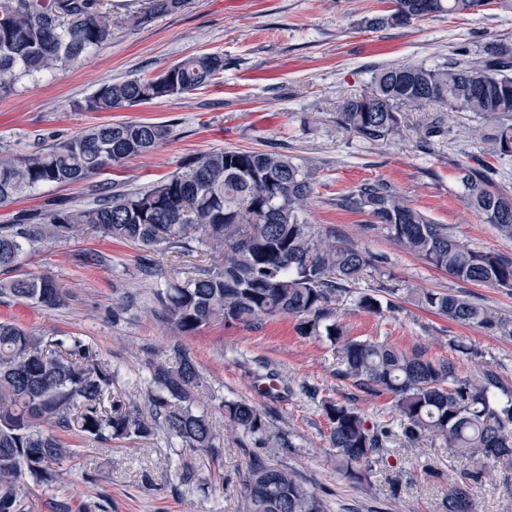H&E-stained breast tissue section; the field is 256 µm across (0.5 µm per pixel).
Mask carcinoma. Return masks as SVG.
Listing matches in <instances>:
<instances>
[{"label":"carcinoma","mask_w":512,"mask_h":512,"mask_svg":"<svg viewBox=\"0 0 512 512\" xmlns=\"http://www.w3.org/2000/svg\"><path fill=\"white\" fill-rule=\"evenodd\" d=\"M109 0H0V81L38 77L81 62L112 35ZM187 0H147L129 16L135 24L175 13ZM391 7L364 19L372 30L398 28L443 14H472L512 0H390ZM224 73V57L188 56L151 79L110 81L76 103L86 112H107L210 86ZM438 106L418 129L419 146L431 149L448 138L449 117L470 114L474 143L488 142L494 156L512 157V43L488 41L476 53L462 47L448 62L383 65L370 90L344 99L339 124L369 143L399 135L406 109ZM170 134L165 125L122 121L90 127L26 155L0 153V204L43 185L66 186L102 175L143 156ZM498 170L470 156L458 165L467 207L501 236L512 240V197L494 187ZM317 169L279 151L216 149L188 156L179 170L149 189L114 191L98 185L83 207L56 209L47 223L22 214L0 225V295L43 309L65 304L67 290L47 276L20 272L21 257L46 237L96 230L143 250L181 255L188 238L211 249V268L182 283L170 282L156 297L175 331L191 336L213 323L254 325L279 315L298 319L299 335L326 337L337 346L342 375L366 392L388 393L410 442L439 440L452 458L482 459L486 467L512 470V390L486 373L461 377L453 363L433 360L383 342L351 339L330 321V306L374 257L336 238L332 227L308 223L306 206L316 198ZM334 205L370 218L405 251L452 278L490 288H512V258L461 245L448 225L436 224L406 203L384 179L366 180L336 194ZM397 289L380 285L359 295L356 306L382 314L395 308ZM420 302L449 321L512 333V320L451 292H426ZM177 366L150 370L144 404L112 396V370L78 336L46 338L11 321H0V512H32L24 485H60L62 466L78 449L54 433L58 428L100 443L149 439L159 432L182 448L218 457L224 449L192 395L200 374L195 360L174 347ZM329 432L327 445L339 475L367 479L386 454L390 430L369 425L349 404L319 401ZM225 426L276 454L291 443L266 415L246 401H224ZM448 490V512H471L470 481ZM242 512H326L323 501L279 461H250L241 479Z\"/></svg>","instance_id":"1"}]
</instances>
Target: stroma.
<instances>
[{
    "instance_id": "35a3bbf8",
    "label": "stroma",
    "mask_w": 512,
    "mask_h": 512,
    "mask_svg": "<svg viewBox=\"0 0 512 512\" xmlns=\"http://www.w3.org/2000/svg\"><path fill=\"white\" fill-rule=\"evenodd\" d=\"M125 0H112L111 36L82 63L21 81L0 94V151L29 153L102 122L146 120L170 125V138L151 153L103 174L113 188H141L176 172L189 155L222 148L277 149L318 169L319 197L306 214L312 224L334 226L337 236L387 259L350 283L349 294L332 306L333 319L357 340L388 342L457 366L459 375L490 372L512 389V336L465 327L417 306L413 290L467 294L512 318V290L459 282L400 248L361 213L336 210V192L365 180L392 182L406 202L434 222L448 225L467 247L512 257V241L484 223L461 198L457 165L478 152L467 135L465 115L455 116L448 141L420 149L417 127L431 108L404 112L402 131L386 144H370L336 122L343 100L368 91L373 72L384 64L447 62L458 47L479 50L486 41L512 43V14L490 6L463 17L440 15L405 28L369 30L363 25L386 0H188L172 14L133 26ZM197 53L223 55L226 67L210 87L110 112H81L78 101L109 80L152 78ZM92 181L48 185L0 205V225L18 213L51 211L55 204H84ZM97 250L108 265H83L80 256ZM138 246L94 233L50 239L26 250L22 272L53 277L70 294L66 306L44 310L0 299V319L39 336H78L112 369L114 393L141 400L150 367L175 366L173 345L197 362L195 389L216 430L223 431L224 400H246L267 415L294 448L284 462L327 505L328 512H447L448 489L460 482L467 462L450 458L440 443H412L401 434L394 401L369 394L340 374L336 348L327 338H305L296 318L281 315L252 326L212 324L193 336H176L156 299V289L206 270L202 249L176 257L151 253L153 274L142 271ZM387 283L398 289L395 310L374 315L358 309V293ZM323 396L356 407L372 424L392 434L388 452L366 481L352 484L336 471L326 446L328 425L317 403L302 396V382ZM80 448L63 467L59 490H43L37 512H52L54 496L67 498L71 512L105 494L108 512H242L239 480L258 449L251 440L225 434L224 454L212 461L180 447L165 433L137 444H109L68 436ZM209 478V492L180 479L183 467ZM475 512H512V471H496L471 487Z\"/></svg>"
}]
</instances>
